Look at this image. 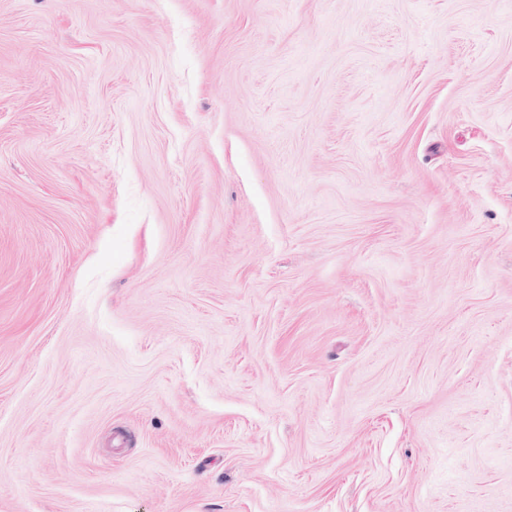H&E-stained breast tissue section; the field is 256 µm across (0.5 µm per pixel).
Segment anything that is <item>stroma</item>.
Returning a JSON list of instances; mask_svg holds the SVG:
<instances>
[{"label":"stroma","mask_w":512,"mask_h":512,"mask_svg":"<svg viewBox=\"0 0 512 512\" xmlns=\"http://www.w3.org/2000/svg\"><path fill=\"white\" fill-rule=\"evenodd\" d=\"M0 512H512V0H0Z\"/></svg>","instance_id":"1"}]
</instances>
